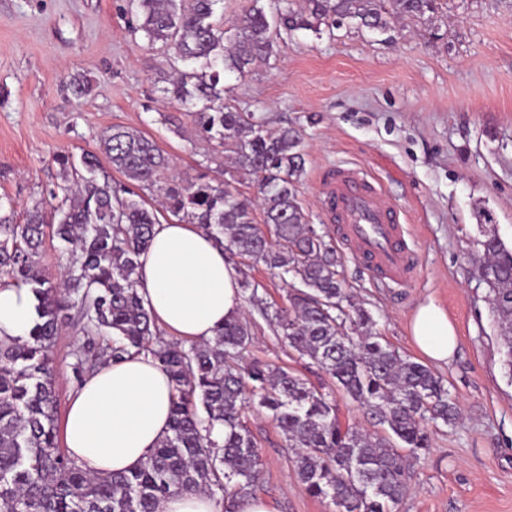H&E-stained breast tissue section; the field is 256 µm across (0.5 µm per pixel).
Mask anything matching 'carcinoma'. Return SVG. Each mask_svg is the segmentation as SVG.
I'll use <instances>...</instances> for the list:
<instances>
[{
    "label": "carcinoma",
    "instance_id": "cac0c4a2",
    "mask_svg": "<svg viewBox=\"0 0 512 512\" xmlns=\"http://www.w3.org/2000/svg\"><path fill=\"white\" fill-rule=\"evenodd\" d=\"M149 45L184 69L166 95L188 107L200 135L228 149L239 167L258 175L262 222L253 203L229 181L200 174L164 182L169 158L145 134L115 125L100 140L112 166L139 189L160 187L165 209L197 224L224 251L262 262L291 280L284 307L270 309L253 286L249 300L300 357L313 361L338 390L369 407L392 436L341 427L336 404L280 367L240 365L251 343L250 323L234 319L203 344L161 338L139 293L138 259L158 219L133 187L113 181L99 156L58 154L60 182L15 217L0 201V276L36 299L24 337L0 340V512H158L173 493L234 496L259 478L254 438L242 420L250 390L297 449L296 473L314 497L343 512H396L409 474L408 455L429 447L426 420L454 424L458 408L428 366L403 357L371 332L373 317L354 303L337 271L332 238L309 224L297 199L305 160L292 129L264 130L252 113L224 101V72L246 75L273 53L281 31L320 30L354 21L385 32L395 15L430 21L439 0H303L298 9L268 14L253 6L224 45L222 0H135ZM482 254L472 274L486 285L500 340L501 365L512 379V248L488 224L478 225ZM65 244L60 277L40 267L46 237ZM82 327L73 373L82 382L102 364L132 353L159 362L173 386L169 433L130 473L94 475L59 450L53 347L62 325Z\"/></svg>",
    "mask_w": 512,
    "mask_h": 512
}]
</instances>
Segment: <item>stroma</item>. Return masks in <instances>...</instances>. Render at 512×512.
Here are the masks:
<instances>
[{
	"instance_id": "stroma-1",
	"label": "stroma",
	"mask_w": 512,
	"mask_h": 512,
	"mask_svg": "<svg viewBox=\"0 0 512 512\" xmlns=\"http://www.w3.org/2000/svg\"><path fill=\"white\" fill-rule=\"evenodd\" d=\"M440 3L429 24L397 17L384 33L346 23L282 35L250 73H225L224 98L266 130L299 131L306 163L297 197L319 231L334 226L318 174L336 164L373 173L407 215L414 287L382 286L348 245L336 244L340 270L380 336L424 362L410 319L429 300L456 329L453 358L433 370L461 418L428 424L431 446L409 460L399 512H512V380L500 366L487 288L471 264L481 250L478 225L512 246V0ZM137 25L130 0H0V198L17 211L58 182L56 154L98 151L115 125L154 139L170 160L167 179L204 172L254 198L256 176L205 143L164 94L170 63ZM76 77L88 82L87 95L72 93ZM239 268L271 306L284 304L288 287L273 271L248 261ZM243 314L253 331L243 362L295 372L333 393L342 427L379 431L365 407L299 357L256 309L244 305ZM80 341L70 322L54 348L62 412L77 386L72 352ZM244 420L261 461L253 497L277 512H338L299 481L295 451L267 413L249 407Z\"/></svg>"
}]
</instances>
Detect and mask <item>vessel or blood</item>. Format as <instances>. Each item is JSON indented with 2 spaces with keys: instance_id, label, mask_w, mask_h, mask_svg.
Returning <instances> with one entry per match:
<instances>
[{
  "instance_id": "b4317fda",
  "label": "vessel or blood",
  "mask_w": 512,
  "mask_h": 512,
  "mask_svg": "<svg viewBox=\"0 0 512 512\" xmlns=\"http://www.w3.org/2000/svg\"><path fill=\"white\" fill-rule=\"evenodd\" d=\"M319 180L337 236L377 279L397 288L413 287L416 254L407 243L401 212L386 200L382 185L358 167L324 170Z\"/></svg>"
}]
</instances>
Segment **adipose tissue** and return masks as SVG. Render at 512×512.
<instances>
[{"label":"adipose tissue","instance_id":"adipose-tissue-1","mask_svg":"<svg viewBox=\"0 0 512 512\" xmlns=\"http://www.w3.org/2000/svg\"><path fill=\"white\" fill-rule=\"evenodd\" d=\"M140 292L167 334L206 341L224 322L242 314L240 271L223 247L198 225H155L139 260ZM35 299L25 288L0 279V339L26 336ZM419 350L448 362L457 346L447 314L420 304L411 320ZM172 386L148 354L98 368L73 395L63 422L69 454L94 474L128 472L143 464L169 430Z\"/></svg>","mask_w":512,"mask_h":512}]
</instances>
